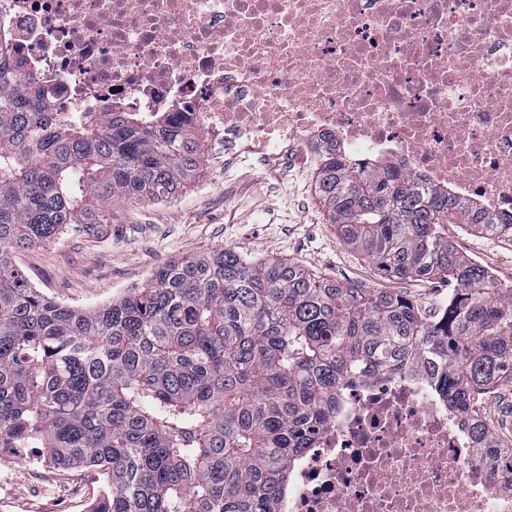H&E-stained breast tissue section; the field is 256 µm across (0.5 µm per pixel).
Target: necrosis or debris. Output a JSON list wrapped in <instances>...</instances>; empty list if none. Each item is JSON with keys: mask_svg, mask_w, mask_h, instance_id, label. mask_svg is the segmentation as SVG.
<instances>
[{"mask_svg": "<svg viewBox=\"0 0 512 512\" xmlns=\"http://www.w3.org/2000/svg\"><path fill=\"white\" fill-rule=\"evenodd\" d=\"M54 111L184 112L237 163L326 144L512 210V0H0ZM278 512H512L429 374L344 382Z\"/></svg>", "mask_w": 512, "mask_h": 512, "instance_id": "obj_1", "label": "necrosis or debris"}]
</instances>
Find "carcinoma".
I'll list each match as a JSON object with an SVG mask.
<instances>
[{
  "label": "carcinoma",
  "mask_w": 512,
  "mask_h": 512,
  "mask_svg": "<svg viewBox=\"0 0 512 512\" xmlns=\"http://www.w3.org/2000/svg\"><path fill=\"white\" fill-rule=\"evenodd\" d=\"M198 140L181 112L56 117L0 37V448L105 471L111 490L92 512H276L341 381L430 365L469 417L478 461L512 458L480 413L512 387V285L441 232L452 222L512 243V212L396 166L330 147L317 191L338 241L384 276L448 283L433 320L406 295L233 250L167 261L85 310L48 299L12 261L16 246L104 223L115 195L176 196Z\"/></svg>",
  "instance_id": "1"
}]
</instances>
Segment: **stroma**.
<instances>
[{
    "instance_id": "35a3bbf8",
    "label": "stroma",
    "mask_w": 512,
    "mask_h": 512,
    "mask_svg": "<svg viewBox=\"0 0 512 512\" xmlns=\"http://www.w3.org/2000/svg\"><path fill=\"white\" fill-rule=\"evenodd\" d=\"M317 160L271 157L225 163L224 146H202V168L181 195L136 202L113 197L104 224L12 251L35 288L75 309L100 307L142 286L163 262L231 247L252 260L279 258L341 282L387 287L418 301L425 317L448 303L440 280L386 281L339 243L315 190ZM462 255L512 283V245L459 224L442 227ZM108 481L103 471L62 470L37 448L0 449V512H87Z\"/></svg>"
}]
</instances>
